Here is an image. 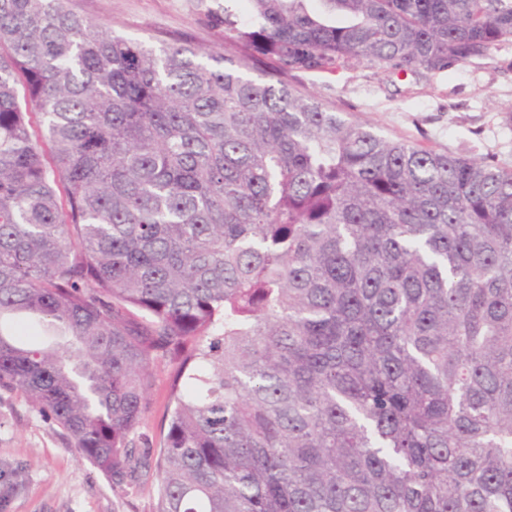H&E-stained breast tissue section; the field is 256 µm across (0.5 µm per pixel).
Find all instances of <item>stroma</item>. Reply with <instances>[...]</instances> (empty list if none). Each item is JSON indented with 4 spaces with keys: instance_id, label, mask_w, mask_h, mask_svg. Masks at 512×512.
I'll use <instances>...</instances> for the list:
<instances>
[{
    "instance_id": "35a3bbf8",
    "label": "stroma",
    "mask_w": 512,
    "mask_h": 512,
    "mask_svg": "<svg viewBox=\"0 0 512 512\" xmlns=\"http://www.w3.org/2000/svg\"><path fill=\"white\" fill-rule=\"evenodd\" d=\"M74 12L158 46L177 38L234 57L211 16L216 0H69ZM293 87L326 109L351 113L384 136L437 153L491 157L512 169V41L451 69L411 75L352 58L336 72H299ZM171 369L158 365L139 451L156 454L170 405ZM156 482L144 471L111 481L81 459L74 439L17 390L0 389V512H154Z\"/></svg>"
}]
</instances>
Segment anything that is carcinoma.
<instances>
[{
  "label": "carcinoma",
  "instance_id": "obj_1",
  "mask_svg": "<svg viewBox=\"0 0 512 512\" xmlns=\"http://www.w3.org/2000/svg\"><path fill=\"white\" fill-rule=\"evenodd\" d=\"M224 2L236 58L0 0V319L55 336L0 388L120 486L176 365L155 512H512V170L288 83L484 57L512 0ZM171 368L165 364L154 368V385L148 394L149 410L144 423L136 430V444L139 453L149 452L154 456L160 448L161 421L167 415L170 405L169 376Z\"/></svg>",
  "mask_w": 512,
  "mask_h": 512
}]
</instances>
